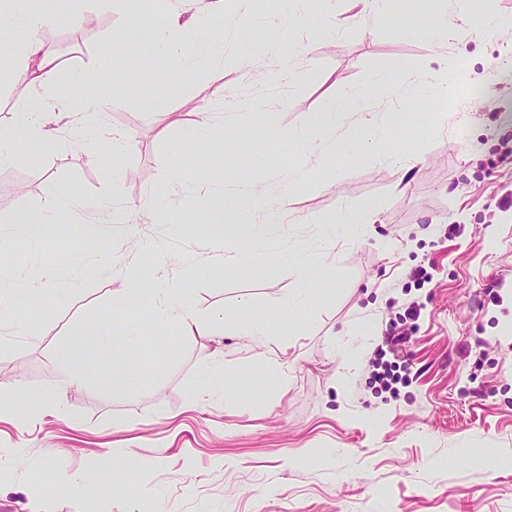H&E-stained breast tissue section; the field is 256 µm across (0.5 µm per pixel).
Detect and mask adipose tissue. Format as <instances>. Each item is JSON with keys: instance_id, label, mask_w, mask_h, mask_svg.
<instances>
[{"instance_id": "1", "label": "adipose tissue", "mask_w": 512, "mask_h": 512, "mask_svg": "<svg viewBox=\"0 0 512 512\" xmlns=\"http://www.w3.org/2000/svg\"><path fill=\"white\" fill-rule=\"evenodd\" d=\"M71 2L47 0L43 10L32 13L27 9V0H0V48L13 51L16 77L34 90L25 110L15 113L9 125L0 126V165L19 161L23 156L21 145L25 142L37 143L47 151L57 149L60 141L48 130L49 120L101 112L108 106L106 99L74 93V86L85 81L82 70L71 71L70 88L59 87L60 66L56 57L45 51L38 37L42 27L69 14ZM195 26L194 18L173 11L156 23L129 28L124 32L123 40L131 49L143 39H152L159 55L181 61L188 54L187 35ZM46 89L54 91V100L43 97L42 92ZM340 112L359 115V126L363 131L359 139L342 143L341 156L355 157L381 138V126L368 115V96L349 91L332 102L327 111L313 116L306 132L288 133V140L312 150L321 148L324 130L330 128ZM236 185V176L228 172L220 184H208L203 188L208 213L215 221L214 235L220 240L232 237L250 244L259 243L267 239L274 225L284 222L287 216L284 201L271 189L246 200L238 196ZM79 207L76 200L59 197L49 201L43 209L19 213L11 221L9 237L0 236V255L8 253L14 242H36L44 224L50 223L53 215ZM140 298L150 303L159 319L176 321L183 335L220 336L224 333L222 320H200L182 304L175 284L142 290ZM95 347L111 353L112 390L124 393L126 376L137 365L140 356L137 326L132 321L121 324L99 322L68 337L56 350L61 388L80 385L89 379V352Z\"/></svg>"}]
</instances>
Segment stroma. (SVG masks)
<instances>
[{
    "instance_id": "obj_1",
    "label": "stroma",
    "mask_w": 512,
    "mask_h": 512,
    "mask_svg": "<svg viewBox=\"0 0 512 512\" xmlns=\"http://www.w3.org/2000/svg\"><path fill=\"white\" fill-rule=\"evenodd\" d=\"M469 3L461 19L432 0H382L364 13L347 0H249L223 50L239 38L260 53L216 71H182L147 40L104 58V45L140 23L137 0H76L81 26L64 19L40 32L109 106L93 121L58 123L61 149L32 144L25 160L0 166V234L55 196L82 200L86 220L107 201L127 217L91 244L59 212L36 246L15 245L0 265L13 323L0 335V512H512V40L468 29L512 20V0ZM153 8L197 15L192 43L225 29L201 0ZM278 15L288 38L266 22ZM287 54L295 75L284 86L275 70ZM451 69L453 110L436 96ZM347 89L370 96L385 124L375 148L398 165L282 138ZM149 95L164 96L166 112L144 110ZM268 98L282 101L273 126L255 107ZM207 107L212 137L199 163L181 123ZM113 130L130 139L116 159ZM175 167L181 212L145 222L147 190ZM228 168L241 193L271 186L285 200L288 221L263 245L215 243L201 186ZM362 204L376 207L374 224L339 223ZM298 256L328 268L300 281L290 271ZM174 257L186 261L168 271L185 303L203 320L223 314V335L193 338L144 307L113 308L131 286L129 265L147 287ZM299 293L306 304L284 309ZM128 319L142 363L126 395H113L103 355L56 399L63 339ZM257 321L283 339L275 363L245 334ZM398 332L403 357L390 349ZM115 448L137 466H88Z\"/></svg>"
}]
</instances>
